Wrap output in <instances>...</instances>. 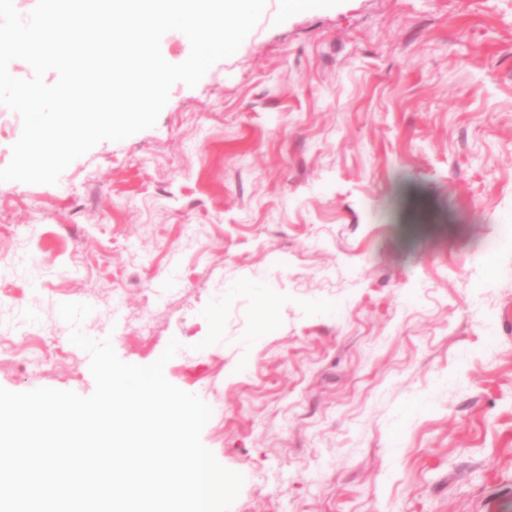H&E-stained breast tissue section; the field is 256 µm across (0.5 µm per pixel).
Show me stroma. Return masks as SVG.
Returning a JSON list of instances; mask_svg holds the SVG:
<instances>
[{
    "label": "stroma",
    "mask_w": 512,
    "mask_h": 512,
    "mask_svg": "<svg viewBox=\"0 0 512 512\" xmlns=\"http://www.w3.org/2000/svg\"><path fill=\"white\" fill-rule=\"evenodd\" d=\"M0 224V387L91 395L85 303L124 362L179 341L230 512H512V0H267Z\"/></svg>",
    "instance_id": "35a3bbf8"
}]
</instances>
